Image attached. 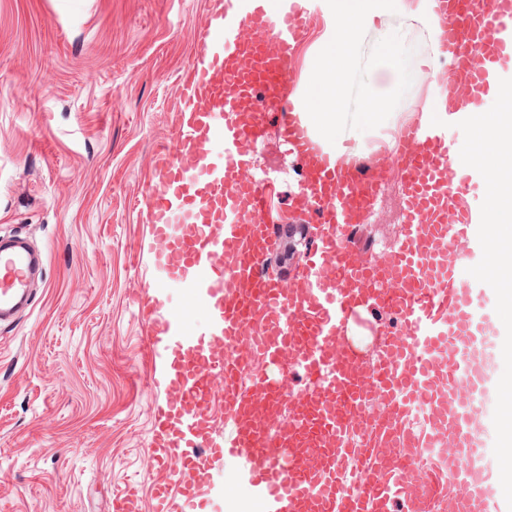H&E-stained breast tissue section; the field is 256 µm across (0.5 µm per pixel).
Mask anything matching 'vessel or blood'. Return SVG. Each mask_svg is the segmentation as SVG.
<instances>
[{
    "instance_id": "vessel-or-blood-1",
    "label": "vessel or blood",
    "mask_w": 512,
    "mask_h": 512,
    "mask_svg": "<svg viewBox=\"0 0 512 512\" xmlns=\"http://www.w3.org/2000/svg\"><path fill=\"white\" fill-rule=\"evenodd\" d=\"M271 3L224 0L198 30L181 124L144 203L164 244L154 265L187 277L192 302L210 316L196 336L181 312L144 301L178 358L169 384L177 405L159 411L154 437L157 462L178 466L173 482L157 484L153 512H176L178 494L205 512L203 453L237 463L258 512H512L488 466L479 403L495 387L505 328L478 304L492 288L458 276L482 257L480 214L464 205L478 174L463 167L447 128L418 118L398 154L407 194L399 248L389 264L360 262L350 229L389 172L363 163L341 171L323 154L290 103L311 0ZM433 4L452 73L487 91L512 78V0ZM274 121L304 163L302 195L325 228L302 259L305 275L286 287L263 272L265 189L250 153ZM204 142L212 153H201ZM33 264L27 248L0 240V322L27 306ZM360 307L398 320L368 364L344 339ZM258 359L280 377L252 374ZM218 381L231 422L221 438L208 426ZM431 456L454 480L453 497L411 488L413 462Z\"/></svg>"
}]
</instances>
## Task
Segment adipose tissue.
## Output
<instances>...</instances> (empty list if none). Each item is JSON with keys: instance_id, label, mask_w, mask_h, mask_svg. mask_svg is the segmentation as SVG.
<instances>
[{"instance_id": "1", "label": "adipose tissue", "mask_w": 512, "mask_h": 512, "mask_svg": "<svg viewBox=\"0 0 512 512\" xmlns=\"http://www.w3.org/2000/svg\"><path fill=\"white\" fill-rule=\"evenodd\" d=\"M315 4L326 29L309 48V75L295 96L300 116L323 153L346 165L371 153L363 140L347 145L346 113L356 110L370 132L394 127L400 115L389 111V96L412 80L402 65L407 31L420 30L434 47L440 30L431 0H315ZM358 68L363 81L355 90L339 75Z\"/></svg>"}]
</instances>
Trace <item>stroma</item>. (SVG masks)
<instances>
[{
    "mask_svg": "<svg viewBox=\"0 0 512 512\" xmlns=\"http://www.w3.org/2000/svg\"><path fill=\"white\" fill-rule=\"evenodd\" d=\"M217 0H0V234L46 262L30 311L0 324V512H113L128 490L151 512L165 470L154 452L151 292L208 325L183 283L144 266V213L158 148L181 122L179 84L195 33ZM269 189L267 276L304 274L284 259L285 224L308 246L322 229L298 206L303 162L276 126L251 147ZM406 192L386 181L355 237L363 256L395 252Z\"/></svg>",
    "mask_w": 512,
    "mask_h": 512,
    "instance_id": "stroma-1",
    "label": "stroma"
}]
</instances>
